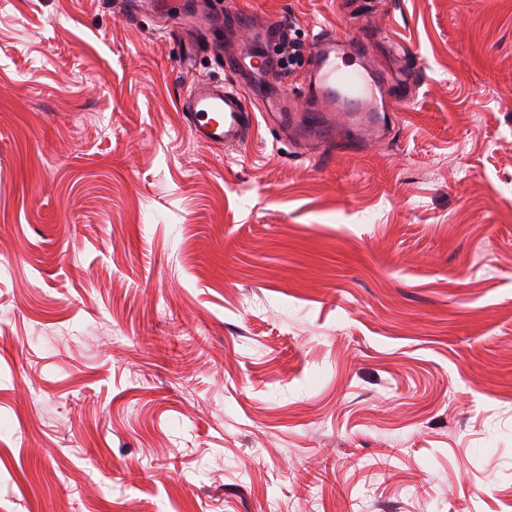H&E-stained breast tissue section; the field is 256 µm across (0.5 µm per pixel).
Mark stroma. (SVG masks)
<instances>
[{"label":"stroma","instance_id":"obj_1","mask_svg":"<svg viewBox=\"0 0 512 512\" xmlns=\"http://www.w3.org/2000/svg\"><path fill=\"white\" fill-rule=\"evenodd\" d=\"M275 20L389 141L191 139ZM0 512H512V0H0ZM358 36L337 35L328 32L314 39L310 49L316 65L307 84V104L310 112L297 123L301 136L327 140L334 137L337 124L351 121L357 126L364 142H376L383 134L381 114L387 107L377 91L384 76L377 70L362 66L363 70L347 69L338 62L346 46L357 50ZM345 112V113H344Z\"/></svg>","mask_w":512,"mask_h":512}]
</instances>
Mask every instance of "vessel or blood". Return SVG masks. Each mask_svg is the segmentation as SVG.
I'll return each mask as SVG.
<instances>
[{
    "label": "vessel or blood",
    "mask_w": 512,
    "mask_h": 512,
    "mask_svg": "<svg viewBox=\"0 0 512 512\" xmlns=\"http://www.w3.org/2000/svg\"><path fill=\"white\" fill-rule=\"evenodd\" d=\"M359 37L328 32L314 39L310 49L316 65L307 86L310 113L299 121L301 136L327 140L333 138L339 123L357 126L363 141L371 143L383 134L381 113L386 105L378 90L382 73L372 68L349 69L341 66L342 49H357ZM190 136L207 145H240L249 140L255 123L246 94L227 89L221 82H196L183 97Z\"/></svg>",
    "instance_id": "b4317fda"
}]
</instances>
